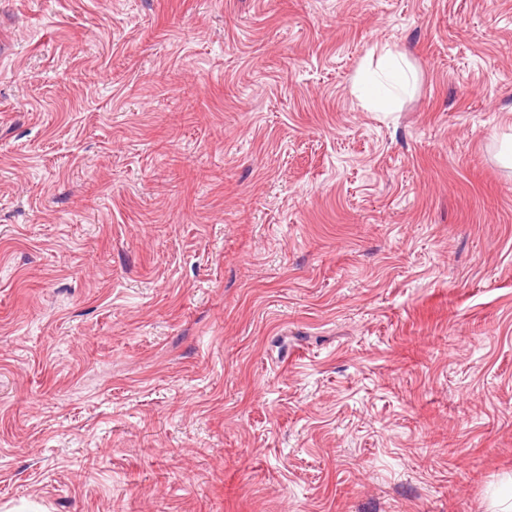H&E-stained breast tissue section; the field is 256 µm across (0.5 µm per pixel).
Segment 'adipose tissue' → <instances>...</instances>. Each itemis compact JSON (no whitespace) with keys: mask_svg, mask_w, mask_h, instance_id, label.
Returning <instances> with one entry per match:
<instances>
[{"mask_svg":"<svg viewBox=\"0 0 512 512\" xmlns=\"http://www.w3.org/2000/svg\"><path fill=\"white\" fill-rule=\"evenodd\" d=\"M366 60L355 83L359 98L374 111H395L399 94L414 75L411 64L404 53L387 46L372 48Z\"/></svg>","mask_w":512,"mask_h":512,"instance_id":"obj_1","label":"adipose tissue"}]
</instances>
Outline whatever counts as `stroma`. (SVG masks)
<instances>
[{"label": "stroma", "mask_w": 512, "mask_h": 512, "mask_svg": "<svg viewBox=\"0 0 512 512\" xmlns=\"http://www.w3.org/2000/svg\"><path fill=\"white\" fill-rule=\"evenodd\" d=\"M510 134L512 0H0V512H505ZM376 62L375 70H371ZM414 76L412 65L402 52L385 45L372 48L360 72L355 91L365 105L376 112H395L398 96Z\"/></svg>", "instance_id": "obj_1"}]
</instances>
